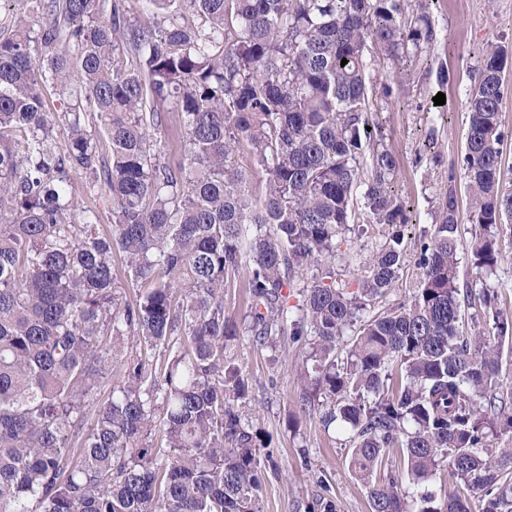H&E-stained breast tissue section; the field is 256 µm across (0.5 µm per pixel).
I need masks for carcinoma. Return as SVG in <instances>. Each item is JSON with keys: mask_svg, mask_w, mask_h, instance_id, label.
<instances>
[{"mask_svg": "<svg viewBox=\"0 0 512 512\" xmlns=\"http://www.w3.org/2000/svg\"><path fill=\"white\" fill-rule=\"evenodd\" d=\"M141 2L134 20L125 0L0 5V512H259L270 443L240 413L241 336L304 347L301 409L329 399L372 512H512V316L482 284L512 224L507 49L486 47L466 100L478 279L459 282L450 188L420 238L418 287L365 317L398 278L409 208L386 149L360 175L380 136L365 50L394 59L432 30L405 29L408 0ZM47 88L65 111L46 110ZM171 122L177 161L156 136ZM73 171L111 200L109 231L76 209ZM358 193L384 241L349 290L335 266ZM242 269L239 324L224 289ZM442 470L460 491L438 504L421 486Z\"/></svg>", "mask_w": 512, "mask_h": 512, "instance_id": "cac0c4a2", "label": "carcinoma"}]
</instances>
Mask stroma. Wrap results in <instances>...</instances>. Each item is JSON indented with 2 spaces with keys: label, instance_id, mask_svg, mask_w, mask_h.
<instances>
[{
  "label": "stroma",
  "instance_id": "obj_1",
  "mask_svg": "<svg viewBox=\"0 0 512 512\" xmlns=\"http://www.w3.org/2000/svg\"><path fill=\"white\" fill-rule=\"evenodd\" d=\"M403 20L410 28L430 26L432 40L391 62L381 61L378 49L366 53L374 84L371 117L382 125L385 147L396 161L394 190L410 204L404 263L392 290L376 303L379 311L397 306L416 288L419 236L451 190L461 224L459 276L464 281L477 277L470 259L473 227L463 166L465 98L483 47L512 46V0H429L425 14L408 11ZM439 93L446 97L441 106L434 102ZM354 223L351 243L336 262V283L349 288L383 240L380 226L359 216ZM498 238V264L487 282L497 292L498 308L512 315V229L500 228ZM233 352L249 381L248 421L271 439L258 494L260 512H313L326 503L335 512H371L368 490L349 467L348 433L325 425L324 399H316L310 411L300 409L302 347L291 345L275 354L243 336Z\"/></svg>",
  "mask_w": 512,
  "mask_h": 512
}]
</instances>
